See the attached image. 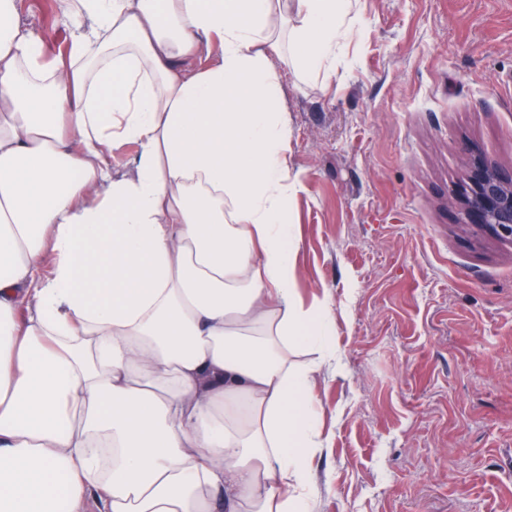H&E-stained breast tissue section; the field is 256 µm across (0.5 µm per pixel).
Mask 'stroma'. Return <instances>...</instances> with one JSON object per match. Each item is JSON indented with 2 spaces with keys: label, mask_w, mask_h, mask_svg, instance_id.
<instances>
[{
  "label": "stroma",
  "mask_w": 512,
  "mask_h": 512,
  "mask_svg": "<svg viewBox=\"0 0 512 512\" xmlns=\"http://www.w3.org/2000/svg\"><path fill=\"white\" fill-rule=\"evenodd\" d=\"M65 55L56 0H15ZM327 74L284 63L304 306L332 354L312 388L310 512H512V242L459 223L469 159L512 168V0H357Z\"/></svg>",
  "instance_id": "obj_1"
}]
</instances>
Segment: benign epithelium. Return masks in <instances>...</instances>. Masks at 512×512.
Instances as JSON below:
<instances>
[{
  "instance_id": "obj_1",
  "label": "benign epithelium",
  "mask_w": 512,
  "mask_h": 512,
  "mask_svg": "<svg viewBox=\"0 0 512 512\" xmlns=\"http://www.w3.org/2000/svg\"><path fill=\"white\" fill-rule=\"evenodd\" d=\"M460 148L469 155V166L456 193L459 223L512 242V170L505 171L467 141Z\"/></svg>"
}]
</instances>
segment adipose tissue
<instances>
[{"label":"adipose tissue","mask_w":512,"mask_h":512,"mask_svg":"<svg viewBox=\"0 0 512 512\" xmlns=\"http://www.w3.org/2000/svg\"><path fill=\"white\" fill-rule=\"evenodd\" d=\"M281 2L58 0L51 60L0 0V512H308L330 324L270 55L323 71L355 0Z\"/></svg>","instance_id":"adipose-tissue-1"}]
</instances>
